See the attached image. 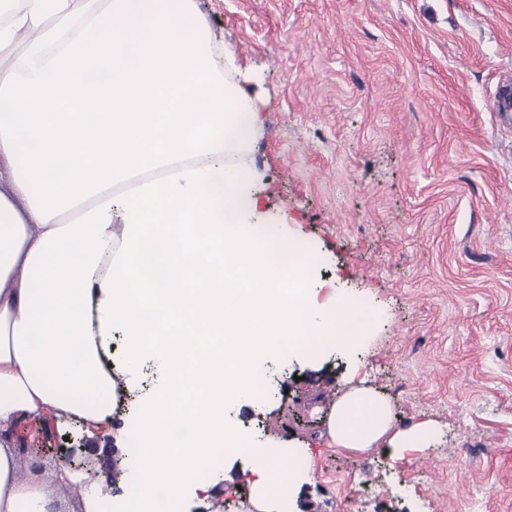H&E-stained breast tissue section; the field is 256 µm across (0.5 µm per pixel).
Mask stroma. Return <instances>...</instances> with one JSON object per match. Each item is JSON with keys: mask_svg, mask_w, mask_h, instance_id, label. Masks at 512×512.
I'll return each mask as SVG.
<instances>
[{"mask_svg": "<svg viewBox=\"0 0 512 512\" xmlns=\"http://www.w3.org/2000/svg\"><path fill=\"white\" fill-rule=\"evenodd\" d=\"M216 54L256 73L261 212L375 315L372 338L314 364L265 366L255 431L308 442L314 512H512V127L490 104L512 77V0H196ZM398 423L432 419L433 448L329 447L350 366ZM70 422L27 443L52 466Z\"/></svg>", "mask_w": 512, "mask_h": 512, "instance_id": "stroma-1", "label": "stroma"}]
</instances>
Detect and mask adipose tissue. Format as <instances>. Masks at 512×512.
Here are the masks:
<instances>
[{
  "instance_id": "adipose-tissue-1",
  "label": "adipose tissue",
  "mask_w": 512,
  "mask_h": 512,
  "mask_svg": "<svg viewBox=\"0 0 512 512\" xmlns=\"http://www.w3.org/2000/svg\"><path fill=\"white\" fill-rule=\"evenodd\" d=\"M0 11V512H63L70 472L23 475V421L66 416L91 445L136 447L115 493L75 512H155L246 484L256 512H301L307 446L271 448L228 416L262 403L254 380L285 343L317 361L373 334L350 297L313 299L316 254L259 215L253 75L216 61L196 0H10ZM28 35L21 55L13 50ZM124 338L120 361L112 338ZM161 373L133 432L112 424L144 361ZM332 445L397 456L439 437L395 425L389 400L348 387ZM240 466L200 479L216 449Z\"/></svg>"
}]
</instances>
